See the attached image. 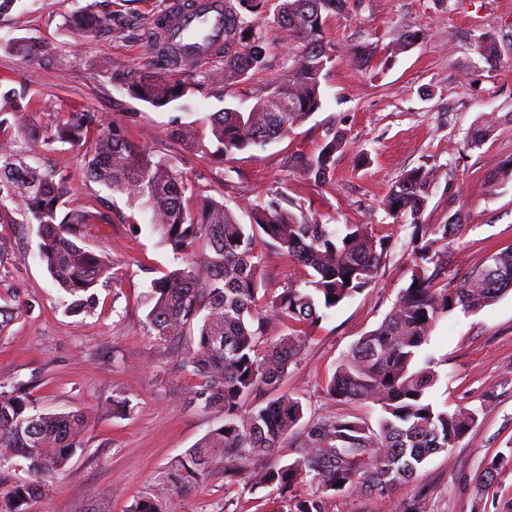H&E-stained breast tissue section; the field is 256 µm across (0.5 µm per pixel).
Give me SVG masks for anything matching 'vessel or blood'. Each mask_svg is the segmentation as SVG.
Wrapping results in <instances>:
<instances>
[{"label": "vessel or blood", "mask_w": 512, "mask_h": 512, "mask_svg": "<svg viewBox=\"0 0 512 512\" xmlns=\"http://www.w3.org/2000/svg\"><path fill=\"white\" fill-rule=\"evenodd\" d=\"M166 11L173 41L196 61L208 60L210 42L224 34V0H191L187 6L181 0H169Z\"/></svg>", "instance_id": "obj_1"}]
</instances>
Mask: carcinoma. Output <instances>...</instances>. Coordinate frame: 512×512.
Returning <instances> with one entry per match:
<instances>
[{"mask_svg":"<svg viewBox=\"0 0 512 512\" xmlns=\"http://www.w3.org/2000/svg\"><path fill=\"white\" fill-rule=\"evenodd\" d=\"M267 0H238L224 18V67L209 75L216 85L239 82L265 68V45L253 22L242 15L264 12ZM349 0H281L277 25L301 46L294 67L271 83L267 96L249 111L226 107L209 115L216 151L225 156L285 137L323 107L321 77L332 54L323 39L326 19L344 11ZM87 33L106 25L94 5L72 16ZM162 55L180 57L164 41L165 18L151 22ZM485 63L497 65L500 53L492 40L480 42ZM180 62L186 58L180 57ZM128 89L153 107H165L187 90L148 76L132 79ZM29 111L14 92H0V222L17 204L27 223L38 227V255L69 302L67 312L90 314L97 306L96 286L112 275V260L85 245L87 229L104 220L86 204L62 211L69 193L62 174L25 161L8 131ZM93 142L86 161L88 181L127 197L150 213L151 230L160 242L185 258L184 265L151 282L145 328L161 342L194 336L184 366L200 379L189 402L212 413L222 424L175 460L159 479L160 493L183 489L208 477L217 461L225 463L224 479L236 484V464L273 456L292 448L297 457L285 465L253 468L243 476L244 488L269 490L272 512H326L329 492L343 489L384 493L413 479L429 455L446 452L473 428L477 412H453L429 397L438 381L440 362L428 354L431 332L445 315L460 309L476 313L512 290V249L490 253L462 280L448 281V238L460 230L455 221L419 224L432 181L419 166L405 171L390 187L384 208L391 217L409 214L413 266L410 283L401 289L381 323L365 333L336 365L326 383L327 394L340 403L371 402L380 409L377 428L350 414L323 415L302 423V403L280 395L247 404L263 388H273L301 355L308 329L326 312L370 287L387 258L389 240L366 224L344 230L308 217L283 192L251 207L242 224L224 203L195 196L171 161L140 148L123 129L93 112H62L55 124L31 130L33 146L55 142ZM344 135L335 132L312 153H298L291 165L316 184L331 181L336 153ZM277 249L306 271L305 280L286 283L281 292L259 297L266 253ZM281 326L277 340L269 332ZM86 426L79 411L31 412L25 384L0 385V472L15 457L28 463V482L10 484L0 493V512H27L42 495L49 478L64 470ZM507 459L491 460L476 475L480 485L492 483ZM301 484L317 493L301 497Z\"/></svg>","mask_w":512,"mask_h":512,"instance_id":"cac0c4a2","label":"carcinoma"}]
</instances>
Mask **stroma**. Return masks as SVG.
<instances>
[{
  "instance_id": "35a3bbf8",
  "label": "stroma",
  "mask_w": 512,
  "mask_h": 512,
  "mask_svg": "<svg viewBox=\"0 0 512 512\" xmlns=\"http://www.w3.org/2000/svg\"><path fill=\"white\" fill-rule=\"evenodd\" d=\"M92 1L107 26L89 36L68 19ZM166 2L17 0L0 13V91L31 100L28 127L46 128L60 111L113 120L136 145L170 158L195 192L223 199L240 223H249L251 205L283 191L322 223L366 224L390 237L393 249L374 284L310 327L301 358L277 388L302 402L305 419L352 414L376 424L377 406L334 402L325 383L410 281L413 219L387 215L382 202L390 186L405 170L432 171L423 222L458 216L464 224L448 243L449 279L512 246V0H356L325 23L333 61L322 81V109L288 137L230 159L193 153L171 132L191 123L198 137H209L211 113L248 110L287 74L299 49L276 25L279 0H268L255 20L265 39V69L217 86L208 75L223 67V57L180 67L158 61L147 29ZM408 30L419 40L405 50ZM33 37L43 53L5 48ZM486 37L500 50L493 70L478 52ZM365 47L377 50L378 62L369 68L354 61ZM138 75L183 87L187 95L152 107L128 91ZM46 99L48 111L41 107ZM485 122L490 135L468 147L470 131ZM331 130L344 134L346 146L336 155L331 183L318 185L292 168L290 158L314 152ZM89 151L86 143H58L41 161L69 178L68 207L92 200L107 217L87 239L90 248L111 255L115 271L98 287L93 314L66 313L62 292L37 257L35 226L0 224V305L15 307L0 323V383H27L37 411L87 415L74 457L28 512H128L135 500L154 494L173 460L219 424L189 403L198 381L183 365L190 337L159 342L143 325L144 293L178 261L150 232L148 213L86 181ZM428 351L442 361L431 400L475 410L473 428L454 448L429 456L409 483L385 494L335 492L328 512H406L413 501L420 512H512V466L499 469L486 489L474 480L493 458L512 457V292L479 312L458 310L441 319ZM124 397L129 406L116 408ZM270 510L267 490L225 487L220 464L207 480L162 501V512Z\"/></svg>"
}]
</instances>
